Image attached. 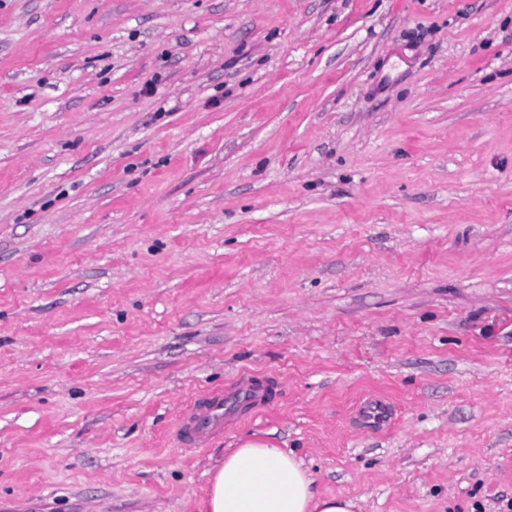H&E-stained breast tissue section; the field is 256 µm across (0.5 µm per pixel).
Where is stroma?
Returning a JSON list of instances; mask_svg holds the SVG:
<instances>
[{"mask_svg":"<svg viewBox=\"0 0 512 512\" xmlns=\"http://www.w3.org/2000/svg\"><path fill=\"white\" fill-rule=\"evenodd\" d=\"M252 438L512 512V0H0V512H199ZM224 400L221 396L205 398L193 407L192 426L183 428L182 435L185 441H195L208 433L215 425L216 421L222 418L224 409ZM211 402L209 411L207 404Z\"/></svg>","mask_w":512,"mask_h":512,"instance_id":"1","label":"stroma"}]
</instances>
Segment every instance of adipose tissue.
<instances>
[{
  "instance_id": "obj_1",
  "label": "adipose tissue",
  "mask_w": 512,
  "mask_h": 512,
  "mask_svg": "<svg viewBox=\"0 0 512 512\" xmlns=\"http://www.w3.org/2000/svg\"><path fill=\"white\" fill-rule=\"evenodd\" d=\"M353 499L318 492L302 459L266 440H243L214 468L203 512H354Z\"/></svg>"
}]
</instances>
